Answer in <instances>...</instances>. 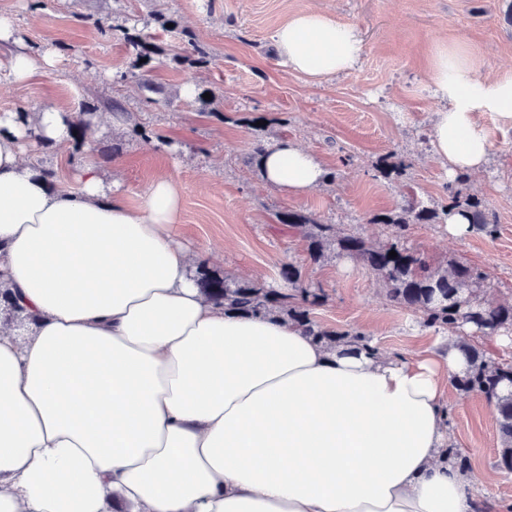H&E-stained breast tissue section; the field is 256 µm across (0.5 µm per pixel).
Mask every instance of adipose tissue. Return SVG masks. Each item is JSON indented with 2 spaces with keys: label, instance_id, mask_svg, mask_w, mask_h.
<instances>
[{
  "label": "adipose tissue",
  "instance_id": "adipose-tissue-1",
  "mask_svg": "<svg viewBox=\"0 0 512 512\" xmlns=\"http://www.w3.org/2000/svg\"><path fill=\"white\" fill-rule=\"evenodd\" d=\"M274 46L312 80L349 71L353 27L308 11ZM428 79L449 174L481 171L475 119L512 120V78L481 77L440 46ZM0 113V281L30 334L0 332V512H475L443 414L464 353L414 359L329 347L294 323L224 310L196 286L172 233L180 197L156 179L137 206L87 156L76 188L22 159ZM265 179L301 193L323 170L284 140Z\"/></svg>",
  "mask_w": 512,
  "mask_h": 512
}]
</instances>
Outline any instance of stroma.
Returning a JSON list of instances; mask_svg holds the SVG:
<instances>
[{
	"label": "stroma",
	"mask_w": 512,
	"mask_h": 512,
	"mask_svg": "<svg viewBox=\"0 0 512 512\" xmlns=\"http://www.w3.org/2000/svg\"><path fill=\"white\" fill-rule=\"evenodd\" d=\"M317 10L354 26L361 53L351 70L317 82L286 69L273 42L292 16ZM15 39L0 42V113H33L53 106L70 116L93 109V134L65 147L25 151L27 161L70 181L85 154L106 165L108 179L130 204L169 176L181 194L174 235L190 249L223 250L211 272L280 284L283 264L302 266L326 298L314 312L324 327L370 336L381 351L403 360L446 339L424 327L420 314L391 303L367 268L345 257L312 263L300 234L279 223L297 210L375 241V216L405 200L444 205L448 166L438 161L431 133L440 102L428 70L437 46L461 47L480 74L512 76V0H0ZM135 28L158 52L139 66L120 37L97 20ZM204 46L207 63L182 60L184 36ZM53 52V68L18 83L10 57ZM159 93L142 89V82ZM210 93V104L184 97L185 84ZM132 112L129 123L109 121L112 100ZM491 152L482 172L469 174L464 192L476 195L497 222L494 236L450 238L444 225H410L406 248L438 265L456 258L487 274L482 297L512 303V122L480 112ZM288 139L336 174L300 195L267 184L250 157L256 143ZM405 157L401 173L377 172L390 154ZM450 451L467 458L471 487L486 512H512V472L497 466L498 433L484 398L448 388ZM495 473L493 482L483 476Z\"/></svg>",
	"instance_id": "35a3bbf8"
}]
</instances>
